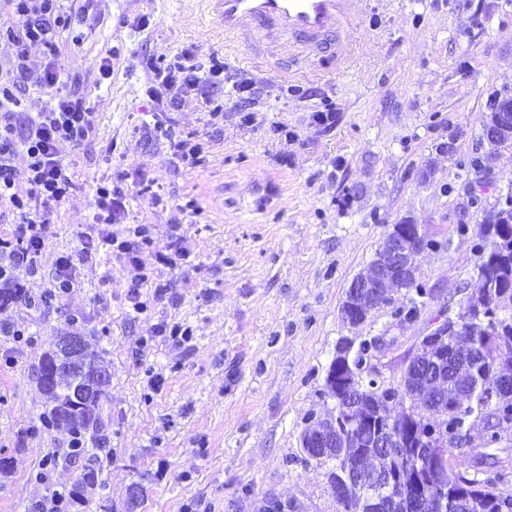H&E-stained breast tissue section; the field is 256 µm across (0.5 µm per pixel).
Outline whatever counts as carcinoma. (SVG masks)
<instances>
[{
	"label": "carcinoma",
	"instance_id": "cac0c4a2",
	"mask_svg": "<svg viewBox=\"0 0 512 512\" xmlns=\"http://www.w3.org/2000/svg\"><path fill=\"white\" fill-rule=\"evenodd\" d=\"M485 242L477 245L478 287L459 304L454 314L457 330L448 338L420 346L406 364L399 386L378 382L376 391L364 390L367 362L373 357L372 339L364 338L350 354L348 387L343 375L330 364L325 378L327 395L336 401L329 417L339 421L342 432L327 448H305V460L327 467L331 490L344 486L338 503L342 512H423L419 501L443 495L472 504L466 512H512V496L497 490L501 474L488 463L474 468L484 474L476 479L454 469L448 454L456 448L453 439L467 434L470 426L489 418L496 426H485L484 444L497 441L499 431L512 427V390L499 387L506 371L512 370V210H496L485 217ZM84 353L76 370L54 374L61 360L59 343L44 352L38 383L46 398L42 424L46 429L64 426L79 443L88 432L102 429L101 397L81 393L99 369L98 354L84 341ZM395 431L401 437L397 448H375L382 436ZM382 475L384 481L369 485L366 495L352 481ZM97 483L90 465L76 474L70 507L83 505L88 490Z\"/></svg>",
	"mask_w": 512,
	"mask_h": 512
}]
</instances>
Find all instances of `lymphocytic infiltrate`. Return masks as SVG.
<instances>
[{
	"instance_id": "lymphocytic-infiltrate-1",
	"label": "lymphocytic infiltrate",
	"mask_w": 512,
	"mask_h": 512,
	"mask_svg": "<svg viewBox=\"0 0 512 512\" xmlns=\"http://www.w3.org/2000/svg\"><path fill=\"white\" fill-rule=\"evenodd\" d=\"M74 2L6 0L10 16L0 22V40L14 57L12 70L0 75V223L12 226L10 233L0 236V286H12L18 268L35 269L48 230L47 212L51 205L64 201L74 186L73 167L62 156L61 143L80 147L97 130L95 113L65 93L63 74L54 63L39 70L29 64L31 47L54 52L56 38L71 30L76 18ZM150 70L166 87L195 93L206 106L223 89L239 94L249 88L241 80L225 85L224 63L216 58L204 66L183 55L171 63L152 64ZM26 86L52 94L55 107L25 111L20 92ZM181 224V217L173 218L168 241L161 249L150 224L131 225L124 238L87 234L81 241V256L88 259L102 250L112 252L126 263L130 288H143L149 277L142 252L156 248L160 261L174 264L183 253Z\"/></svg>"
}]
</instances>
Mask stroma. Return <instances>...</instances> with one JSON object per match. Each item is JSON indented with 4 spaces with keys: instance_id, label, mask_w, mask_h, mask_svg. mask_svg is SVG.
<instances>
[{
    "instance_id": "obj_1",
    "label": "stroma",
    "mask_w": 512,
    "mask_h": 512,
    "mask_svg": "<svg viewBox=\"0 0 512 512\" xmlns=\"http://www.w3.org/2000/svg\"><path fill=\"white\" fill-rule=\"evenodd\" d=\"M352 7L358 53L311 80L226 48L208 0H87L79 41L60 37L51 56L31 49L33 66L55 60L98 130L80 148L61 144L74 189L50 209L38 273H15L25 299L0 307V321L33 333L27 343L0 334V455L11 460L0 512H28L44 463L66 487L83 465L99 467L102 483L82 512H259L269 498L284 512H341L324 466L300 447L306 417L335 406L324 381L337 341L383 337L371 365L398 385L440 313L475 288L484 216L512 195V145L481 137L494 99L512 96V0ZM185 52L202 64L223 57L260 92L225 100L219 117L190 98L153 121L144 62ZM325 99L336 109L328 126L313 119ZM173 138L204 143L197 166L175 167ZM123 171L129 221L149 218L158 237L176 205L201 207L181 229L185 260L169 267L142 255L149 287L165 295L133 312L127 269L103 251L77 259L65 299L47 298L55 259L76 255L92 222L96 183ZM144 178L163 203L142 192ZM473 186L484 192L476 209ZM400 222L439 243L417 257L432 299L405 323L392 309L410 307L414 293L400 289L393 307L353 327L341 314L346 292ZM176 323L189 335L153 332ZM72 334L96 342L110 374L104 429L81 458L51 461L70 434L41 429L37 373L53 339ZM483 451L506 475L500 491L512 494V429L488 447L474 439L450 462L467 471Z\"/></svg>"
}]
</instances>
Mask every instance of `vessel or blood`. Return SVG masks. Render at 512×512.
I'll return each mask as SVG.
<instances>
[{
    "mask_svg": "<svg viewBox=\"0 0 512 512\" xmlns=\"http://www.w3.org/2000/svg\"><path fill=\"white\" fill-rule=\"evenodd\" d=\"M228 44L247 43L253 60L276 54L284 73L319 59L342 68L357 42L351 0H209Z\"/></svg>",
    "mask_w": 512,
    "mask_h": 512,
    "instance_id": "vessel-or-blood-1",
    "label": "vessel or blood"
}]
</instances>
